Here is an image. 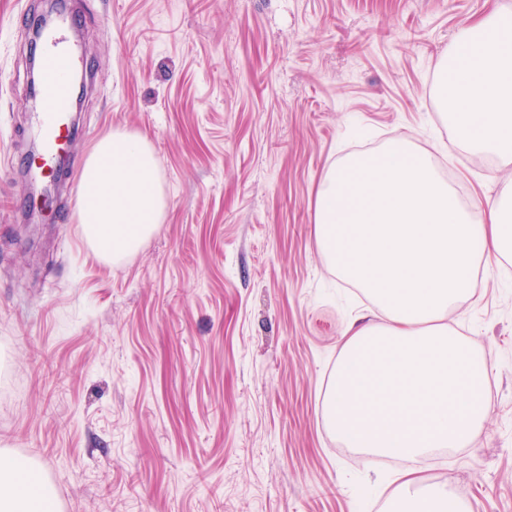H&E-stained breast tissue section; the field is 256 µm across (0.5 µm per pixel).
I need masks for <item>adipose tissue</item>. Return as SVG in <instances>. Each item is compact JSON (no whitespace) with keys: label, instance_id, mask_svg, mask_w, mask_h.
Wrapping results in <instances>:
<instances>
[{"label":"adipose tissue","instance_id":"ef3b65f1","mask_svg":"<svg viewBox=\"0 0 512 512\" xmlns=\"http://www.w3.org/2000/svg\"><path fill=\"white\" fill-rule=\"evenodd\" d=\"M444 114L472 152L512 159V24L490 12L450 53ZM503 191L512 194V180ZM487 202L479 223L429 158L399 139L331 166L317 190L315 233L340 275L374 301L380 320L349 324L336 354L326 415L350 448L404 462L460 448L488 411V374L469 337L446 321L479 270L512 255V205ZM149 141L116 130L86 160L77 212L92 249L121 264L164 220ZM410 512H467L418 472L389 495ZM55 502L37 464L0 449V512H44Z\"/></svg>","mask_w":512,"mask_h":512}]
</instances>
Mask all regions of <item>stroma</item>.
<instances>
[{
    "label": "stroma",
    "instance_id": "1",
    "mask_svg": "<svg viewBox=\"0 0 512 512\" xmlns=\"http://www.w3.org/2000/svg\"><path fill=\"white\" fill-rule=\"evenodd\" d=\"M95 75L74 154L146 136L165 218L122 265L31 209L17 176L40 0H0V448L34 459L59 512H387L402 468L340 441L325 396L349 321L375 314L319 249L329 165L396 138L463 187L486 164L443 117L439 66L512 0H69ZM448 323L489 373L461 448L416 464L470 512H512V263Z\"/></svg>",
    "mask_w": 512,
    "mask_h": 512
}]
</instances>
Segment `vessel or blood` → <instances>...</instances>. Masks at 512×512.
Instances as JSON below:
<instances>
[{
  "label": "vessel or blood",
  "mask_w": 512,
  "mask_h": 512,
  "mask_svg": "<svg viewBox=\"0 0 512 512\" xmlns=\"http://www.w3.org/2000/svg\"><path fill=\"white\" fill-rule=\"evenodd\" d=\"M75 25L74 15L64 12L41 35L43 48L38 59L37 92L42 110L35 118L40 150L25 160L22 170L24 177L33 181L54 180L62 146L72 134L67 118L70 77L81 69L83 62L82 54L69 38Z\"/></svg>",
  "instance_id": "obj_1"
}]
</instances>
